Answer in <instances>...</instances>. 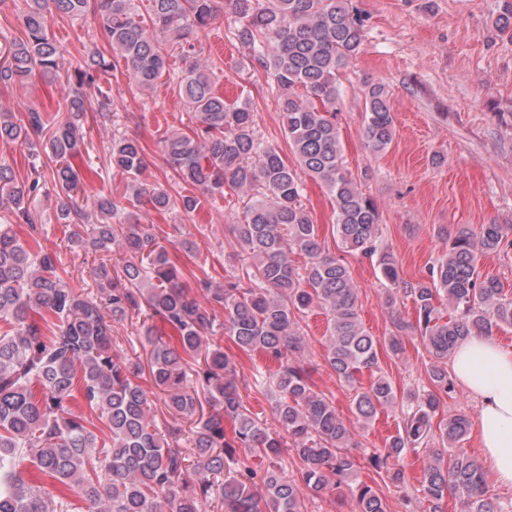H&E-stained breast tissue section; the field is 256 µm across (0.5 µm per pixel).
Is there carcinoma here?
I'll list each match as a JSON object with an SVG mask.
<instances>
[{
	"label": "carcinoma",
	"instance_id": "cac0c4a2",
	"mask_svg": "<svg viewBox=\"0 0 512 512\" xmlns=\"http://www.w3.org/2000/svg\"><path fill=\"white\" fill-rule=\"evenodd\" d=\"M230 2L250 65L272 77L295 166L258 137L249 102L228 103L215 90L201 60L224 0H147L144 15L135 0H25L23 36L5 43L0 87L6 90L58 70L63 50L49 34L55 16L100 17V38L111 54L96 49L77 63L66 117L49 120L33 108L21 118L0 112V141L26 148L30 165V176L19 182L0 164V193L15 221L0 224V512H203L214 500L224 512H305V496H331L344 486L346 512H388L376 488L359 479L350 452L355 444L333 399L315 390L299 319L316 306L327 314L325 360L336 378L353 387L359 375L370 374L368 387L352 399L360 426L405 402L397 433L369 463L403 485L407 454L426 453L422 497L407 496L409 512H446L450 493L461 512H508L489 495L483 466L461 448L471 418L456 413L439 420L437 412L441 395L455 389L448 373L455 347L512 329V298L479 270L482 256L512 246V225H457L429 279L401 283L394 255L377 245V204L345 171L337 125L341 73L366 39L361 11L351 0ZM171 59L181 63L179 93L196 121L160 140L181 190L174 195L143 184L139 141L114 135L109 164L125 175V191L120 199L98 197V222L87 223L71 163L84 144L86 89L122 67L136 88L148 91L169 74ZM363 95L365 142L382 153L394 138L388 90L371 82ZM306 175L328 188L344 248L377 258L391 284L385 302L395 304L400 293L412 299L434 359L429 387L399 396L382 374L379 340L362 323L351 272L326 249L302 202ZM50 185L72 248L110 253L117 246L129 255L120 271L107 262L94 269L96 297L69 287L57 254L34 236L21 241L14 230L27 224L37 231L30 205ZM227 189L243 203L242 218L228 226L241 273L222 287L204 283L201 300L156 242L152 225L140 223L122 200L190 214L202 198L222 197ZM295 255L305 259L303 267L294 264ZM144 309L174 333L148 328L144 338L151 347L149 378L164 392L166 413L191 420L188 452L173 444L180 430H162L151 414L154 392L141 382L142 365L113 349L112 324ZM219 327L240 350L278 363L269 383L277 429L264 427L243 400L236 366L214 341ZM285 448L295 456L291 477ZM25 461L56 493L33 484Z\"/></svg>",
	"mask_w": 512,
	"mask_h": 512
}]
</instances>
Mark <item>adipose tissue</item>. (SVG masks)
I'll use <instances>...</instances> for the list:
<instances>
[{
  "label": "adipose tissue",
  "mask_w": 512,
  "mask_h": 512,
  "mask_svg": "<svg viewBox=\"0 0 512 512\" xmlns=\"http://www.w3.org/2000/svg\"><path fill=\"white\" fill-rule=\"evenodd\" d=\"M451 370L479 401L477 438L495 479L512 485V350L492 338L464 341Z\"/></svg>",
  "instance_id": "1"
}]
</instances>
